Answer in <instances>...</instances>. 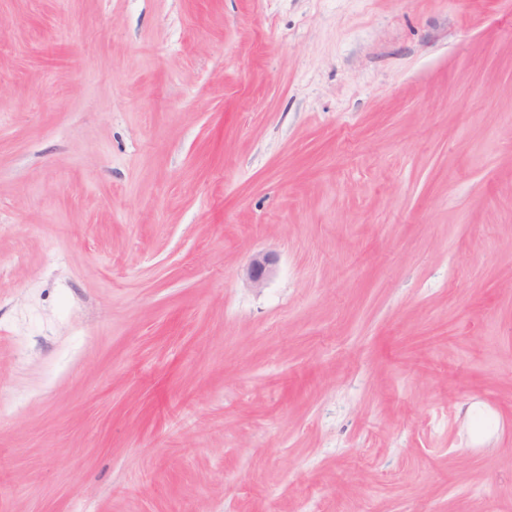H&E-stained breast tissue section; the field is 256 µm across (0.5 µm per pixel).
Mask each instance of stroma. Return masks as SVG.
Returning a JSON list of instances; mask_svg holds the SVG:
<instances>
[{
    "instance_id": "obj_1",
    "label": "stroma",
    "mask_w": 512,
    "mask_h": 512,
    "mask_svg": "<svg viewBox=\"0 0 512 512\" xmlns=\"http://www.w3.org/2000/svg\"><path fill=\"white\" fill-rule=\"evenodd\" d=\"M306 502L512 512V0H0V512ZM272 264L273 259L268 254L255 255L247 268L248 280L255 287H262L271 271Z\"/></svg>"
}]
</instances>
